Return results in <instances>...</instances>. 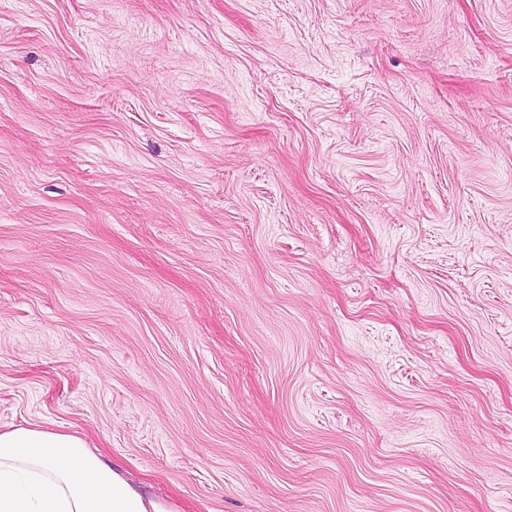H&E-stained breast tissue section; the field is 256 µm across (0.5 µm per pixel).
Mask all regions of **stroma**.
Masks as SVG:
<instances>
[{"label":"stroma","mask_w":512,"mask_h":512,"mask_svg":"<svg viewBox=\"0 0 512 512\" xmlns=\"http://www.w3.org/2000/svg\"><path fill=\"white\" fill-rule=\"evenodd\" d=\"M187 512H512V0H0V427Z\"/></svg>","instance_id":"1"}]
</instances>
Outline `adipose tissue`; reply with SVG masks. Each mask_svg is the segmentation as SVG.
<instances>
[{
	"mask_svg": "<svg viewBox=\"0 0 512 512\" xmlns=\"http://www.w3.org/2000/svg\"><path fill=\"white\" fill-rule=\"evenodd\" d=\"M0 512H182L145 492L79 434L52 424L0 429Z\"/></svg>",
	"mask_w": 512,
	"mask_h": 512,
	"instance_id": "ef3b65f1",
	"label": "adipose tissue"
}]
</instances>
